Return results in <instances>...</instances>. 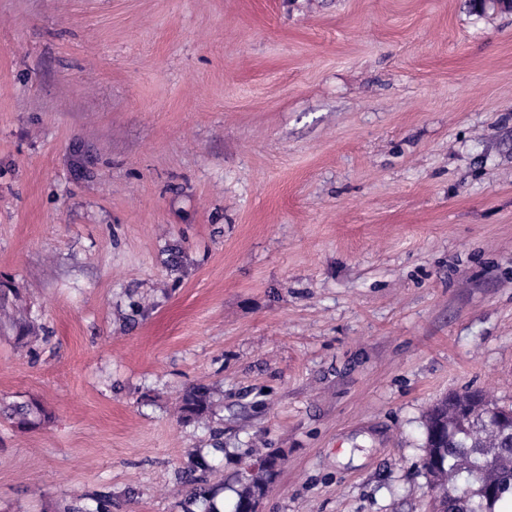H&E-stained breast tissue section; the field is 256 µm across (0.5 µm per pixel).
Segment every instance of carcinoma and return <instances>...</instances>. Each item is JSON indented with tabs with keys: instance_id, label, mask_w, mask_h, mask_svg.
Returning <instances> with one entry per match:
<instances>
[{
	"instance_id": "cac0c4a2",
	"label": "carcinoma",
	"mask_w": 512,
	"mask_h": 512,
	"mask_svg": "<svg viewBox=\"0 0 512 512\" xmlns=\"http://www.w3.org/2000/svg\"><path fill=\"white\" fill-rule=\"evenodd\" d=\"M471 9L484 15L511 9L506 0H473ZM210 407V388L200 385L187 391L179 406L180 419L199 421ZM40 412L37 404L11 406L8 418L25 428ZM425 444L422 458L424 474L438 490L432 512H498L496 504L503 494L512 492V428L491 414L484 396L477 391L453 393L436 402L425 416ZM224 453V443L216 441L204 450L187 452L190 466L181 472L183 512H219L211 504L210 475L213 466L205 455ZM259 475L247 477L236 492L231 512H251L267 489L266 478L281 462L277 448H267L255 456ZM64 512H112V489L75 491Z\"/></svg>"
}]
</instances>
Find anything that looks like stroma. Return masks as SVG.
Instances as JSON below:
<instances>
[{
  "instance_id": "stroma-1",
  "label": "stroma",
  "mask_w": 512,
  "mask_h": 512,
  "mask_svg": "<svg viewBox=\"0 0 512 512\" xmlns=\"http://www.w3.org/2000/svg\"><path fill=\"white\" fill-rule=\"evenodd\" d=\"M0 290V512H181L215 425L224 504L430 512L428 408L512 405V12L0 0ZM210 407V388L200 385L187 391L179 406L182 421H199L203 419ZM281 452L277 448H265V451L255 456L254 461L258 465V471L261 476L247 477L241 484V488L236 492V500L231 512H252L260 498H262L267 489L266 478L272 476L280 462ZM263 476H265L263 478ZM255 511H258V506ZM64 512H112V489L104 487L101 490L79 491L71 495L70 503Z\"/></svg>"
}]
</instances>
